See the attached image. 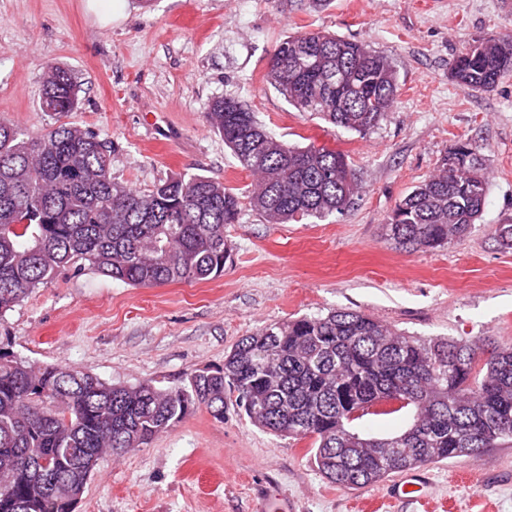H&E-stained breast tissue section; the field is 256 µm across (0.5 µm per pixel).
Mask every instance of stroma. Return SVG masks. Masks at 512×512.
<instances>
[{
  "mask_svg": "<svg viewBox=\"0 0 512 512\" xmlns=\"http://www.w3.org/2000/svg\"><path fill=\"white\" fill-rule=\"evenodd\" d=\"M0 0V119L37 133L47 66L79 86L67 122L113 142L112 174L147 190L175 173L223 182L241 201L224 233L222 276L136 288L68 267L0 315V350L112 384L187 386L223 367L244 336L302 315L349 309L412 336L512 345V72L490 92L458 83L453 59L475 40L512 33V0ZM329 31L390 57L397 100L361 135L296 111L266 81L277 45ZM245 101L290 144L345 154L362 187L344 214L268 224L247 201L255 176L213 132L214 100ZM477 146L486 201L469 231L407 251L385 236L395 205L455 146ZM309 440L253 426L234 402L223 421L203 408L149 444L103 459L76 512H512V443L428 466V498L396 499L392 475L362 489L318 472Z\"/></svg>",
  "mask_w": 512,
  "mask_h": 512,
  "instance_id": "stroma-1",
  "label": "stroma"
}]
</instances>
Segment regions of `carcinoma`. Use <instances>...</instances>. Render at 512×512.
Wrapping results in <instances>:
<instances>
[{"label": "carcinoma", "instance_id": "cac0c4a2", "mask_svg": "<svg viewBox=\"0 0 512 512\" xmlns=\"http://www.w3.org/2000/svg\"><path fill=\"white\" fill-rule=\"evenodd\" d=\"M512 72V34L475 41L451 73L492 91ZM267 82L288 104L364 134L392 110L399 76L366 44L323 31L281 42ZM78 106L70 73L47 67L41 110L57 117L33 134L0 120V315L66 266L135 287L219 277L231 257L224 228L240 197L200 174H174L141 192L112 176L113 143L61 120ZM211 126L259 179L250 207L268 224L341 214L360 197L345 156L290 145L243 101L216 100ZM487 181L476 149L460 145L388 217L395 243L441 247L480 217ZM259 429L312 439L321 475L348 489L395 472L512 440V346L405 336L360 312L335 310L243 337L224 367L185 387L112 385L0 351V512H75L106 456L148 444L198 408L224 421L230 396ZM405 401L410 425L386 438L353 426L369 405Z\"/></svg>", "mask_w": 512, "mask_h": 512}]
</instances>
